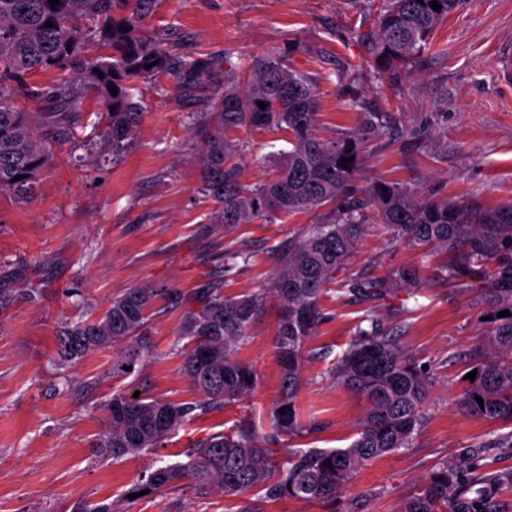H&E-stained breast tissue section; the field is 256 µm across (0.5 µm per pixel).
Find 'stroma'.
<instances>
[{"instance_id":"stroma-1","label":"stroma","mask_w":512,"mask_h":512,"mask_svg":"<svg viewBox=\"0 0 512 512\" xmlns=\"http://www.w3.org/2000/svg\"><path fill=\"white\" fill-rule=\"evenodd\" d=\"M381 0H159L149 30L175 56L209 57L237 78L254 57L296 45L293 67L317 80L323 136L354 128L350 98L396 118L400 134L373 142L361 168L366 181L416 186L432 198L467 200L485 208L512 204V88L495 77L499 51L512 47V0H460L430 46L397 75H378L369 41ZM214 92L203 85L179 92L165 75L133 83L144 116L120 158L103 138L104 108L79 105L80 123L52 144L53 160L32 201L0 192V512H71L75 501L111 502L153 462L117 461L96 454L104 428L97 405L112 394L105 374L112 352H90L75 366L57 361L62 322L97 317L112 298L139 286L187 292L212 273L225 250L249 262L224 291L243 295L269 287L277 271L274 245L295 241L312 215L225 228L201 190L200 114ZM250 151L241 179L253 186L268 170L262 156L288 147L284 131L240 129ZM443 255L425 258L395 243L385 225H368L348 260L346 275L383 281L376 307L353 301L342 283L329 286L324 314L304 348L298 404L311 431L282 437L273 449L343 448L355 438L364 402L329 370L347 349L368 309L385 332L422 365L432 386L427 421L414 448L378 458L354 475L335 505L279 500L263 512H400L402 500L441 460L459 448L512 433V423L487 422L463 412L464 378L485 345L479 295L440 276ZM403 266L419 271V290L394 288ZM150 336L162 356L140 380L148 394L172 401L194 398L171 347L183 310L155 299ZM279 308L268 299L238 352L259 375L252 395L230 411L179 431L160 451L166 462L205 432L242 416L263 417L280 387L276 357ZM240 502L218 493L176 491L130 504V512H237Z\"/></svg>"}]
</instances>
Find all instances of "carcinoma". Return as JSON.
<instances>
[{"label": "carcinoma", "instance_id": "carcinoma-1", "mask_svg": "<svg viewBox=\"0 0 512 512\" xmlns=\"http://www.w3.org/2000/svg\"><path fill=\"white\" fill-rule=\"evenodd\" d=\"M158 0H0V190L30 200L50 162L52 134L80 122L76 105L94 96L106 109L105 137L122 150L137 133L142 107L133 101L132 82L156 75L172 76L180 89L216 78L220 64L211 58L192 60L171 55L147 30ZM383 0L371 38L377 72L404 66L429 43L434 31L459 0ZM53 27H46V22ZM129 31H122V27ZM288 52L257 56L249 62L243 84L226 85L205 113L200 181L217 205L215 223L225 227L270 222L280 214L315 211V223L297 241L277 250L278 270L271 286L242 297L224 294L225 278L248 263L247 254L227 250L217 256L220 276L181 294L161 286L131 288L112 298L93 319L65 324L58 335L57 356L72 362L89 352L113 350L108 378L141 375L159 358L149 336L148 308L155 297H173L184 307L180 338L185 375L199 392L189 401H167L145 394L130 382L101 405L106 429L95 443L97 454L118 460L154 454L178 430L215 414L250 395L257 385L253 367L237 359L249 338L265 298L280 306L277 359L280 393L257 423L244 416L232 426L211 432L185 450L187 461L152 464L110 503H78L73 512H127L130 493L142 498L191 489L219 491L239 498L256 489L258 501L243 500L238 512H260L259 503L296 499L331 503L364 466L375 459L413 447L426 417L430 371L384 333L373 315L371 329H358L336 361L333 377L365 399L366 411L357 437L346 448L288 449V466H277L276 443L305 430L297 395L302 384L304 347L322 320L320 299L345 270L369 224H385L393 238L425 255L447 254L441 267L446 280L477 291L486 304L489 333L484 360L473 365L474 381L460 395L462 409L486 421L512 422V205L482 208L473 203L433 199L400 183L358 178L370 143L391 129V117L364 110L356 127L323 137L317 130L319 92L316 80L294 69ZM151 68H146L147 64ZM56 71L51 83L33 86L27 76ZM104 77H99L98 73ZM118 93L111 94V88ZM19 98L49 105L35 124L33 115L15 105ZM266 104L261 109L258 103ZM239 128L288 132L289 149L272 152L263 163L272 177L248 188L240 180L243 144L231 138ZM351 159L347 167L341 159ZM22 179L16 181L14 177ZM387 191H382V188ZM396 284L415 289L417 269L402 267ZM377 284L357 280L352 297L378 296ZM511 315L497 317L501 311ZM130 370H124V367ZM139 397H133L135 391ZM483 403H478L476 397ZM285 408V414L278 413ZM485 448H512V433L462 449L458 458L439 462L422 486L404 499L401 512H497L500 490L512 487V470L489 468ZM330 466H323V462Z\"/></svg>", "mask_w": 512, "mask_h": 512}]
</instances>
